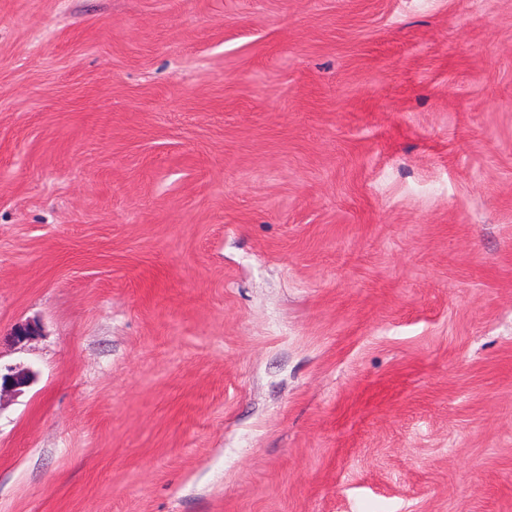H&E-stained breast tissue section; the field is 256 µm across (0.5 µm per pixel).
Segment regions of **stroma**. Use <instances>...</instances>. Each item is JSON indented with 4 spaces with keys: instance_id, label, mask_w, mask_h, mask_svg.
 <instances>
[{
    "instance_id": "stroma-1",
    "label": "stroma",
    "mask_w": 512,
    "mask_h": 512,
    "mask_svg": "<svg viewBox=\"0 0 512 512\" xmlns=\"http://www.w3.org/2000/svg\"><path fill=\"white\" fill-rule=\"evenodd\" d=\"M19 366L0 512H512V0H0Z\"/></svg>"
}]
</instances>
